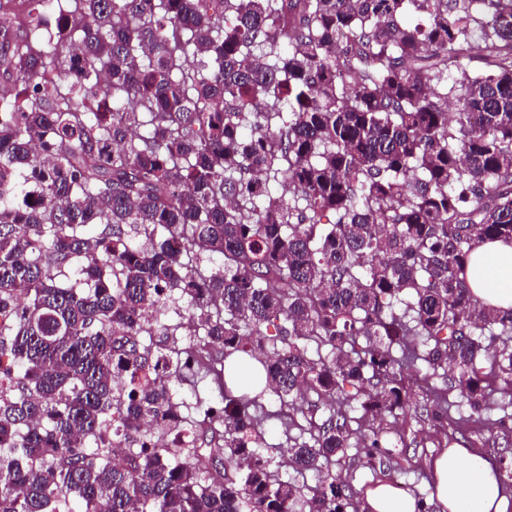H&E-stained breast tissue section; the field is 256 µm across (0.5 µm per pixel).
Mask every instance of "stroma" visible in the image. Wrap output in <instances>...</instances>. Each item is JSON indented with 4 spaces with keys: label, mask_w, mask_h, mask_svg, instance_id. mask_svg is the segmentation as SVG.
Segmentation results:
<instances>
[{
    "label": "stroma",
    "mask_w": 512,
    "mask_h": 512,
    "mask_svg": "<svg viewBox=\"0 0 512 512\" xmlns=\"http://www.w3.org/2000/svg\"><path fill=\"white\" fill-rule=\"evenodd\" d=\"M405 384L411 396L410 407L394 416L384 415L381 422L391 449V455L381 469L370 471L351 457L342 462L353 478L356 492L387 482L430 504L434 498L429 463L444 450L469 448L493 459L512 452V431L502 430L497 425L504 414L499 400H492L490 410L479 422L471 420L464 400H453L449 408L451 422L446 430L440 431L428 420L422 408L430 402L426 385L445 386V375L439 373L427 381L422 375L410 371L406 374Z\"/></svg>",
    "instance_id": "obj_1"
}]
</instances>
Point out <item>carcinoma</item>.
Returning a JSON list of instances; mask_svg holds the SVG:
<instances>
[{
	"label": "carcinoma",
	"mask_w": 512,
	"mask_h": 512,
	"mask_svg": "<svg viewBox=\"0 0 512 512\" xmlns=\"http://www.w3.org/2000/svg\"><path fill=\"white\" fill-rule=\"evenodd\" d=\"M24 2L0 17V512H359L336 464L389 456L351 438L409 405L403 370L448 373L441 429L454 392L512 404V309L466 277L512 243V0ZM185 324L263 374L177 406L210 373ZM261 383L287 434L312 394L358 402L286 448L317 486L272 469Z\"/></svg>",
	"instance_id": "1"
}]
</instances>
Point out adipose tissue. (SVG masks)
Masks as SVG:
<instances>
[{"mask_svg":"<svg viewBox=\"0 0 512 512\" xmlns=\"http://www.w3.org/2000/svg\"><path fill=\"white\" fill-rule=\"evenodd\" d=\"M477 271L467 280L475 300L497 310L512 308V244L481 241L471 254ZM435 498L442 512H503L506 496L495 463L466 448H450L435 459ZM363 512H417L412 496L381 482L362 495Z\"/></svg>","mask_w":512,"mask_h":512,"instance_id":"1","label":"adipose tissue"}]
</instances>
